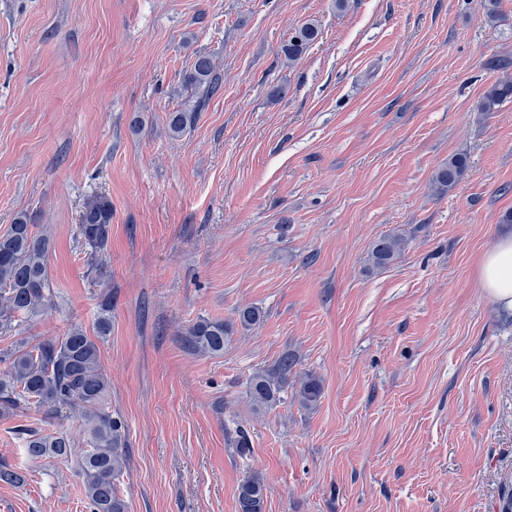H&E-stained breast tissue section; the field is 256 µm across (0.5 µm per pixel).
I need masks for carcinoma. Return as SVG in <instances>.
Returning <instances> with one entry per match:
<instances>
[{"mask_svg":"<svg viewBox=\"0 0 512 512\" xmlns=\"http://www.w3.org/2000/svg\"><path fill=\"white\" fill-rule=\"evenodd\" d=\"M314 21L302 24L282 46L285 58L299 59L318 38ZM186 84L203 92L193 109H177L168 115L167 133L181 137L194 123L205 100L220 91L222 83L213 57H196L186 76ZM512 98V80L498 81L488 87L479 102L481 112H495ZM466 157L448 158L436 170L432 186L437 195L452 190L467 170ZM26 214L20 213L8 228L0 232V329L11 326L14 318L35 319L55 305L56 293L51 286L48 259L52 240L48 234L34 231ZM112 231V205L101 195L86 200L79 216L81 246L89 252L91 265L101 269L99 257L108 251ZM405 239L398 235L379 238L371 245L370 266H389L404 250ZM95 336L83 326L72 324L64 335L42 341L26 351L0 352V416H8L22 405L33 404L46 415L68 411L80 418L86 436V448L76 452L74 441L61 431L24 430V452L32 460L67 459L78 455L85 497L90 512H128V504L119 497L117 480L127 463V448L121 420L112 416L107 401L109 379L100 360V340L112 331V294L99 303ZM234 332V324L222 319L200 318L184 333L191 351L200 355L224 352V345ZM296 359L286 353L274 368L258 370L248 383V396L258 408H268L281 400V392L294 372ZM322 394V381L313 374L299 380L298 399L302 406H315ZM266 485L253 476L238 488V512H264Z\"/></svg>","mask_w":512,"mask_h":512,"instance_id":"1","label":"carcinoma"}]
</instances>
